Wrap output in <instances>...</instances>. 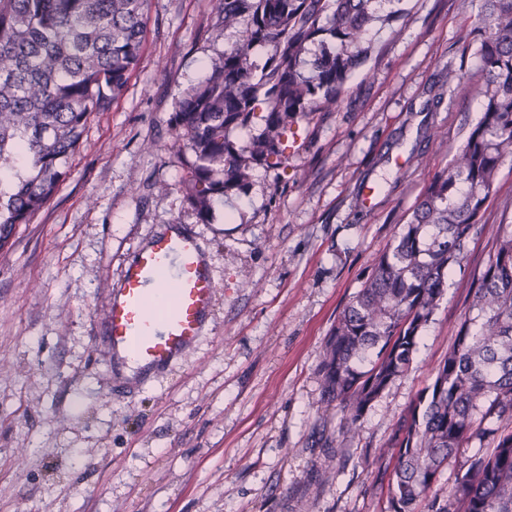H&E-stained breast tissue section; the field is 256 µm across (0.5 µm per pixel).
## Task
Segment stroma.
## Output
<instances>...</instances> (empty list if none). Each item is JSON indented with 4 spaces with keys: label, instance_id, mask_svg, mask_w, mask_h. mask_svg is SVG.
I'll return each instance as SVG.
<instances>
[{
    "label": "stroma",
    "instance_id": "1",
    "mask_svg": "<svg viewBox=\"0 0 512 512\" xmlns=\"http://www.w3.org/2000/svg\"><path fill=\"white\" fill-rule=\"evenodd\" d=\"M398 7L284 179L254 167L249 193L216 200L202 224L179 189L170 117L238 36L217 33L212 0H150L124 93L0 252V512H386L381 448L432 383L490 248L485 232L470 242L411 370L344 437L323 399L325 341L481 112L469 33L482 0ZM450 69L461 80L445 89ZM159 224L199 238L213 316L185 361L116 391L103 306Z\"/></svg>",
    "mask_w": 512,
    "mask_h": 512
}]
</instances>
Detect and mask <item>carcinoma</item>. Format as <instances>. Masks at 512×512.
<instances>
[{"mask_svg":"<svg viewBox=\"0 0 512 512\" xmlns=\"http://www.w3.org/2000/svg\"><path fill=\"white\" fill-rule=\"evenodd\" d=\"M386 0H214L241 39L206 68L171 117L183 146V201L209 223L215 199L246 194L249 171L285 167L300 123L322 121L370 57ZM148 0H0V249L68 175L91 117L107 112L139 65ZM482 116L457 161L434 176L374 261L324 345L326 401L353 437L372 404L413 364L448 278L481 233L482 211L512 161V0H484ZM265 51L259 64L255 50ZM256 131L249 145L230 137ZM469 315L428 392L396 420L388 512H512V218L503 210ZM448 497L433 492L443 468Z\"/></svg>","mask_w":512,"mask_h":512,"instance_id":"cac0c4a2","label":"carcinoma"}]
</instances>
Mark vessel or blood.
Returning <instances> with one entry per match:
<instances>
[{
	"instance_id": "1",
	"label": "vessel or blood",
	"mask_w": 512,
	"mask_h": 512,
	"mask_svg": "<svg viewBox=\"0 0 512 512\" xmlns=\"http://www.w3.org/2000/svg\"><path fill=\"white\" fill-rule=\"evenodd\" d=\"M162 293L170 304L160 316L153 300ZM215 294L199 239L180 225H163L108 296L103 322L113 364L134 362L146 378L185 358L203 334Z\"/></svg>"
}]
</instances>
